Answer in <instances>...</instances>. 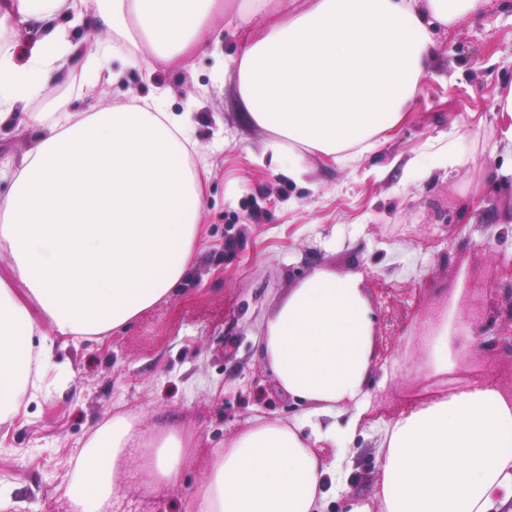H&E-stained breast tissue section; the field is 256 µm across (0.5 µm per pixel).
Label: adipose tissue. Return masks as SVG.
I'll use <instances>...</instances> for the list:
<instances>
[{"label":"adipose tissue","instance_id":"1","mask_svg":"<svg viewBox=\"0 0 512 512\" xmlns=\"http://www.w3.org/2000/svg\"><path fill=\"white\" fill-rule=\"evenodd\" d=\"M484 0H240L243 25L260 21L239 57L245 119L268 130L271 163L300 171L306 154L353 160L388 140L430 73L436 26L478 15ZM224 0H0V130L26 113L38 130L18 157L0 160V427L48 395L63 343L122 331L187 277L200 241L208 168L189 162L192 129L164 95L98 101L82 111L56 87L75 67L111 58L183 67L215 47ZM108 39H73L75 27ZM31 37L18 56L16 28ZM474 342L440 314L398 367L445 378ZM261 349L299 411L260 419L214 452L193 512H324L346 498L350 441L377 428L374 492L346 512H512V398L491 381L371 417L372 313L358 276L319 269L267 318ZM191 435L143 432L116 416L81 451L65 494L78 512H102L120 491L126 449L174 486L190 464ZM333 449L325 457L324 449Z\"/></svg>","mask_w":512,"mask_h":512}]
</instances>
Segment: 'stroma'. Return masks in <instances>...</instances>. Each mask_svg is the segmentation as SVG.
Listing matches in <instances>:
<instances>
[{
	"mask_svg": "<svg viewBox=\"0 0 512 512\" xmlns=\"http://www.w3.org/2000/svg\"><path fill=\"white\" fill-rule=\"evenodd\" d=\"M237 0L216 18V51L174 71L111 60L121 72L109 97L162 91L170 111H191L193 160L211 170L201 216L202 240L190 277L169 298L103 340L67 346L57 362L68 384L29 403L0 441V512H73L64 493L89 437L112 416L192 434L193 462L179 487H148L130 469L108 512H188V493L225 438L259 418L298 412L267 366L258 342L277 304L318 269L360 274L374 314L376 376L371 405L391 418L424 396L486 378L512 395V319L498 313L497 343L475 342L445 381L392 374L393 359L423 334L424 313L457 294V324L477 328L492 306L489 288L512 276V183L497 178L512 163L500 141L499 87L512 80V0H484L479 15L433 35L432 73L388 141L337 164L307 155L295 178L258 157L271 135L248 123L235 82L247 42ZM466 153L455 169L407 179L410 163L447 144ZM375 436L364 429L355 450L350 496L373 491Z\"/></svg>",
	"mask_w": 512,
	"mask_h": 512,
	"instance_id": "1",
	"label": "stroma"
}]
</instances>
